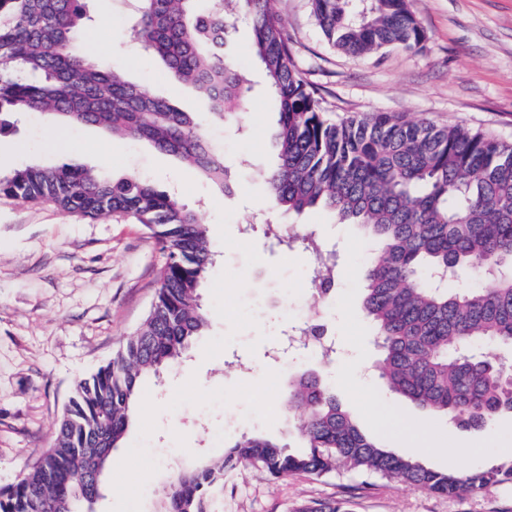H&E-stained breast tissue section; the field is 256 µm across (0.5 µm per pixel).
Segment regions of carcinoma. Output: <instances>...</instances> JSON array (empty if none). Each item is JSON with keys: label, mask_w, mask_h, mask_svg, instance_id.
Wrapping results in <instances>:
<instances>
[{"label": "carcinoma", "mask_w": 512, "mask_h": 512, "mask_svg": "<svg viewBox=\"0 0 512 512\" xmlns=\"http://www.w3.org/2000/svg\"><path fill=\"white\" fill-rule=\"evenodd\" d=\"M84 2L0 0V134L21 114L52 111L67 124L144 141L230 189L224 155L190 113L75 52L92 22ZM201 2L137 0L134 37L176 82L201 94L216 118L240 131L251 80L224 60L221 47L238 21L250 22L252 53L277 114L275 159L265 174L274 208L301 215L320 206L380 244L368 256L361 309L377 339L376 368L386 388L463 425L512 412V390L501 378L509 362L476 348L486 341L512 349V143L388 113L333 122L296 68L279 0H212L206 8ZM310 2L327 42L351 58L425 41L409 0H367L362 10L356 0ZM0 194L90 218L132 219L151 231L165 256L155 302L136 335L76 383L49 447L0 488V512H93L141 382L180 364L207 325L200 290L216 254L194 210L137 175L32 163L0 176ZM296 243L318 266V292L330 294L336 250L315 224L280 241ZM463 270L492 286L465 294L447 289L444 280ZM284 409L303 411L301 451L243 435L224 457L199 459L172 475L158 512H208L224 470L238 464L277 479L347 467L448 496L512 481V457L487 470L442 472L381 446L313 371L288 376Z\"/></svg>", "instance_id": "obj_1"}]
</instances>
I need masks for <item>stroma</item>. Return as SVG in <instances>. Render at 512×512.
Here are the masks:
<instances>
[{
  "label": "stroma",
  "mask_w": 512,
  "mask_h": 512,
  "mask_svg": "<svg viewBox=\"0 0 512 512\" xmlns=\"http://www.w3.org/2000/svg\"><path fill=\"white\" fill-rule=\"evenodd\" d=\"M134 5L86 0L91 16L106 13L111 21L104 28L90 25L80 52L196 113L224 150L233 172L230 190L218 191L144 142L109 137L91 124L66 125L49 112L26 114L0 134V150L23 145L14 158L17 168L76 162L96 174L149 178L195 209L217 254L202 292L209 327L163 382L145 380L144 406L113 451L97 512H155L171 473L198 456L221 457L246 434L299 447L298 418L282 412L278 384L306 370L324 377L360 429L384 447L398 453L404 438L424 444L443 439L438 452L420 455L427 468L486 469L511 454L512 413L475 430L409 403L379 380V350L360 310L372 244L355 225L333 223L321 209L299 217L275 210L259 220L257 201L267 194L261 172L272 163L273 116L251 53V29L239 26L223 47L225 59L252 79L239 132L213 119L208 102L166 77L161 65H143L129 26ZM410 7L426 34L421 47H390L353 59L324 42L309 0H280L297 67L318 88L329 116L339 121L389 112L512 143V0H410ZM99 42L105 53H95ZM64 139L81 141L85 155L59 150ZM269 222L320 225L339 263L329 298L314 289L316 265L308 253L282 249L266 237ZM164 262L151 232L133 220H91L50 202L0 197V487L14 483L49 446L76 381L111 361L144 321ZM307 317L327 324L335 358H274L288 329ZM357 365L367 386L351 378ZM375 398L383 411L377 425L365 415ZM319 501L336 502L342 512H512V482L447 497L353 470L275 479L238 465L225 472L210 509L297 512Z\"/></svg>",
  "instance_id": "35a3bbf8"
}]
</instances>
